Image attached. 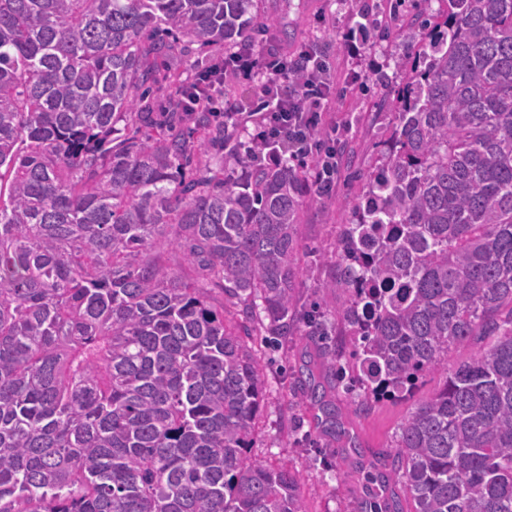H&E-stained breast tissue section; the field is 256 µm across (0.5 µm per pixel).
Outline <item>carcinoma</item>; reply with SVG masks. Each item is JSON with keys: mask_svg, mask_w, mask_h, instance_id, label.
<instances>
[{"mask_svg": "<svg viewBox=\"0 0 512 512\" xmlns=\"http://www.w3.org/2000/svg\"><path fill=\"white\" fill-rule=\"evenodd\" d=\"M250 0H0V512H306L299 472L249 461L265 400L247 326L294 330L305 167L262 166L210 113L144 97L181 43L229 58ZM438 7H433V4ZM393 119L326 284L349 353L301 365L320 431L336 376L404 398L489 339L398 428L361 512H512V0H420ZM487 340L482 337H474L457 348L448 352V376L456 369L462 360L477 357L486 347Z\"/></svg>", "mask_w": 512, "mask_h": 512, "instance_id": "1", "label": "carcinoma"}]
</instances>
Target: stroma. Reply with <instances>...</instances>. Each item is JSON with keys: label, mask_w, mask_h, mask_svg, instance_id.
Returning <instances> with one entry per match:
<instances>
[{"label": "stroma", "mask_w": 512, "mask_h": 512, "mask_svg": "<svg viewBox=\"0 0 512 512\" xmlns=\"http://www.w3.org/2000/svg\"><path fill=\"white\" fill-rule=\"evenodd\" d=\"M251 12L273 16L296 31L299 39L321 46L337 72L355 68L374 73L368 95H360L352 85L337 98L333 118L340 126L345 157L336 188L330 197L306 202L302 209L297 237L303 275L296 329L288 338L273 339L258 320L251 331V343L263 357L267 399L254 424L251 460L298 470L307 512H358L357 501L368 477L378 468L382 452L394 446L400 423L415 401L441 388L445 374H426L412 397L372 399L363 408L356 407L349 390L337 387L336 405L346 433L335 439L315 428L314 410L299 399L295 378L301 356L313 348L309 330L314 317L329 319L326 346L334 348L341 341L342 327L329 314L345 298L327 293L324 285L336 269V243L343 224L350 221V202L363 190L374 163L376 137L390 119L382 104L397 87L393 60L406 51L403 41H379L371 29L359 32L358 22L361 14L368 13L394 28L407 29L411 17L390 16L385 0H254ZM350 34L364 40V52L355 60L342 51Z\"/></svg>", "instance_id": "stroma-1"}]
</instances>
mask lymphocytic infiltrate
<instances>
[{
    "mask_svg": "<svg viewBox=\"0 0 512 512\" xmlns=\"http://www.w3.org/2000/svg\"><path fill=\"white\" fill-rule=\"evenodd\" d=\"M282 60L268 58L255 44L231 56V66L215 64L197 73L178 94L191 112L224 111L225 123L253 125L250 141L271 143L270 151L256 155V162L272 166L282 158L312 159L315 167L310 191L318 198L332 195L336 187V135L327 114L341 83L331 78L333 64L318 47L310 51L283 50ZM250 80L241 97L224 95L227 82Z\"/></svg>",
    "mask_w": 512,
    "mask_h": 512,
    "instance_id": "f902f5d3",
    "label": "lymphocytic infiltrate"
}]
</instances>
